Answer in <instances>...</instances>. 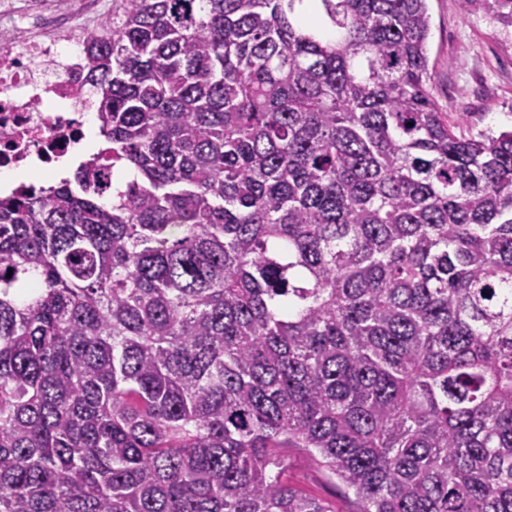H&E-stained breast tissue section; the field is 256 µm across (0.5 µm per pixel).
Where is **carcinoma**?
<instances>
[{"instance_id":"cac0c4a2","label":"carcinoma","mask_w":512,"mask_h":512,"mask_svg":"<svg viewBox=\"0 0 512 512\" xmlns=\"http://www.w3.org/2000/svg\"><path fill=\"white\" fill-rule=\"evenodd\" d=\"M112 0L104 146L0 197V512H512V130L427 0ZM132 179L102 188L98 171ZM284 460L280 479L302 493L322 500L332 512H359L362 503L352 490L303 448H274Z\"/></svg>"}]
</instances>
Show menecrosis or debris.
Listing matches in <instances>:
<instances>
[{
	"label": "necrosis or debris",
	"instance_id": "necrosis-or-debris-1",
	"mask_svg": "<svg viewBox=\"0 0 512 512\" xmlns=\"http://www.w3.org/2000/svg\"><path fill=\"white\" fill-rule=\"evenodd\" d=\"M86 36L66 9L0 6V171H45L81 150L92 107Z\"/></svg>",
	"mask_w": 512,
	"mask_h": 512
}]
</instances>
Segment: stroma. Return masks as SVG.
<instances>
[{
	"instance_id": "obj_1",
	"label": "stroma",
	"mask_w": 512,
	"mask_h": 512,
	"mask_svg": "<svg viewBox=\"0 0 512 512\" xmlns=\"http://www.w3.org/2000/svg\"><path fill=\"white\" fill-rule=\"evenodd\" d=\"M428 91L463 131L512 128V20L496 0H428ZM280 479L322 500L329 512H360L352 490L304 449L280 448Z\"/></svg>"
}]
</instances>
